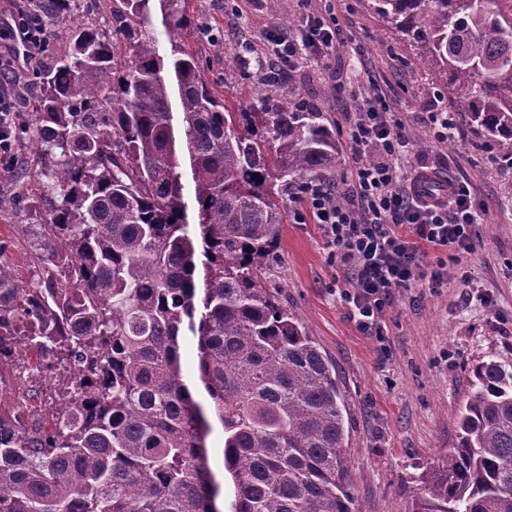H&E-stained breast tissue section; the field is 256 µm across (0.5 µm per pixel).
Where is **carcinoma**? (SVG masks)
I'll return each mask as SVG.
<instances>
[{
	"label": "carcinoma",
	"instance_id": "1",
	"mask_svg": "<svg viewBox=\"0 0 512 512\" xmlns=\"http://www.w3.org/2000/svg\"><path fill=\"white\" fill-rule=\"evenodd\" d=\"M188 3L114 2L110 39L72 20L39 74L22 134L38 148L28 178L44 190L28 207L45 248L27 279L0 245V391L22 377L40 406L28 426L23 404L0 400V512H220L212 425L182 378L186 330L224 430L230 512H351L335 367L262 278L288 185L341 173L336 134L271 97L230 111L187 44ZM367 5L421 44L453 121L512 166V0ZM419 482L413 512H512V357L472 367L457 442Z\"/></svg>",
	"mask_w": 512,
	"mask_h": 512
}]
</instances>
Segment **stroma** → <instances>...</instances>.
I'll list each match as a JSON object with an SVG mask.
<instances>
[{"label": "stroma", "instance_id": "35a3bbf8", "mask_svg": "<svg viewBox=\"0 0 512 512\" xmlns=\"http://www.w3.org/2000/svg\"><path fill=\"white\" fill-rule=\"evenodd\" d=\"M224 2L194 0L206 27L188 42L206 78L220 81L229 109L261 108L260 92L274 89L315 104L344 149L352 95L359 84L376 80L410 140L402 168L437 167L449 179L469 183L484 209L480 241L462 259L467 279L453 276L440 288L419 285L397 294L385 317V357L376 339L350 320L336 290L340 272L327 259L321 231L296 223L295 203L286 205L278 248L263 273L336 368L349 431L352 512H411L423 468L456 442L470 365L493 353L512 354V169L499 168L495 148L475 139L467 125H457L448 142L434 140L428 114L448 109L447 95L422 67L419 45L397 36L365 0H332L342 41L329 65L299 49L275 87L256 62L272 58L267 32L281 30L284 18H300L297 0H279L274 10L267 0H235L231 10ZM229 54L236 58L230 68ZM36 161L35 147L19 140L0 195L39 194L38 184L23 177ZM40 222L39 212L21 204L0 210V242L25 275L30 252L43 245Z\"/></svg>", "mask_w": 512, "mask_h": 512}]
</instances>
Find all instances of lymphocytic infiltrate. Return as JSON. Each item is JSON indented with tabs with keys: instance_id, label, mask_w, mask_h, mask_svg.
<instances>
[{
	"instance_id": "f902f5d3",
	"label": "lymphocytic infiltrate",
	"mask_w": 512,
	"mask_h": 512,
	"mask_svg": "<svg viewBox=\"0 0 512 512\" xmlns=\"http://www.w3.org/2000/svg\"><path fill=\"white\" fill-rule=\"evenodd\" d=\"M304 19L302 38L287 32L269 41L274 56L284 60L305 46L316 58L330 60L341 32L337 18L298 0ZM52 31L42 13L27 0L0 24V42L23 46L22 61L0 67V165L14 163L15 130L24 108L21 73L50 43ZM362 104L348 125L346 138L354 166L334 189L321 181L297 188L299 223L318 224L328 260L343 273L337 288L350 319L364 334L383 340L384 317L396 293L420 281L439 288L448 279L449 263L474 251L482 211L468 183H448L445 193L431 191L436 168L422 166L404 174L398 164L408 138L377 83L361 90Z\"/></svg>"
}]
</instances>
